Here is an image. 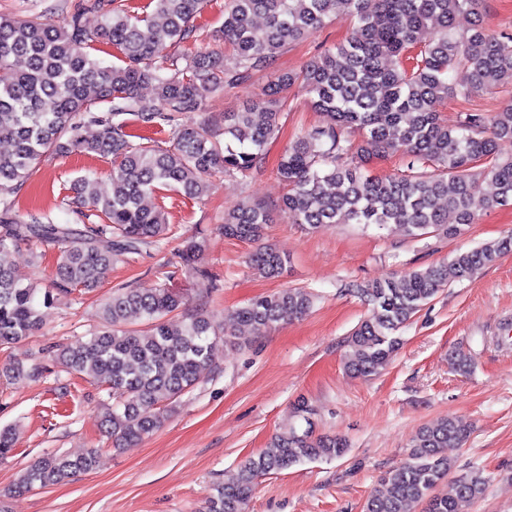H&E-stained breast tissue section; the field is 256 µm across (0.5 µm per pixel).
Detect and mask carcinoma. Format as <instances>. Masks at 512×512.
Returning a JSON list of instances; mask_svg holds the SVG:
<instances>
[{
	"instance_id": "obj_1",
	"label": "carcinoma",
	"mask_w": 512,
	"mask_h": 512,
	"mask_svg": "<svg viewBox=\"0 0 512 512\" xmlns=\"http://www.w3.org/2000/svg\"><path fill=\"white\" fill-rule=\"evenodd\" d=\"M149 12L129 0H78L64 25L0 16V346H8L42 326V308L71 288L100 287L112 260L175 235L165 212L146 203L164 190L205 196L209 177L248 173L264 160L267 144L284 118L283 91L294 85L311 98L324 122L290 143L277 175L288 187L279 207L296 224L319 229L328 224H399L407 235L451 237L475 223V203L487 209L512 203V159L496 156L497 141L512 140V102L488 120L465 112L448 126L438 108L453 97L469 98L487 84L512 85V36L496 37L477 22L455 28L461 14L480 16L483 0H230L221 37L233 46L224 55L199 49L191 54L163 50L202 40L198 23L208 0H150ZM96 12L101 26L89 29L84 15ZM256 16L265 23L257 27ZM338 18L354 21L355 35L312 60L300 73L284 72L264 89L263 112L251 102L224 114V143L203 127L180 125L184 112H200L207 99L271 69L288 45ZM429 28L434 38L420 44ZM117 62L96 56L106 49ZM466 69L471 81L456 87L448 75ZM153 95L140 94L144 86ZM170 128V145L134 143L133 128ZM359 133L360 140L349 135ZM112 157L111 192L96 178L73 184L76 204L99 222L60 223L37 213L21 215L13 195L36 175L43 162L71 155ZM399 155L403 173L378 176L367 166ZM433 166L436 173L419 168ZM491 185L494 192L484 193ZM269 210L247 204L224 217V235L258 242ZM52 243L60 249L51 284L39 290L25 282L10 260L19 244ZM512 252V235L476 248L458 250L425 269L393 275L358 288L370 313L348 337L352 359L346 370L357 377L377 373L401 345L398 332L453 282L473 278L501 255ZM180 262L203 274V246L194 237L177 249ZM266 278L286 271L287 259L269 246L249 257ZM183 298L170 288H118L101 304L102 327L86 341L49 351L53 365L112 392L101 426L112 445L138 442L160 428L177 399L195 387L215 349L234 344L202 310L178 322L172 313ZM311 307L310 294L286 288L236 308L226 324H249L257 331L298 319ZM137 313L146 328L129 327ZM37 366L14 360L0 378H36ZM305 428L273 436L266 448L247 457L237 472L211 488L202 512H243L258 477L305 461L342 457L345 440L315 434L311 409L295 405ZM468 431L453 418L419 428L401 465L382 478L363 512H408L414 501L426 512H465L481 498L488 480L479 469L456 478L455 493H437L453 464L448 447L463 445ZM97 451L71 458L47 455L19 476L17 489H46L92 472Z\"/></svg>"
}]
</instances>
